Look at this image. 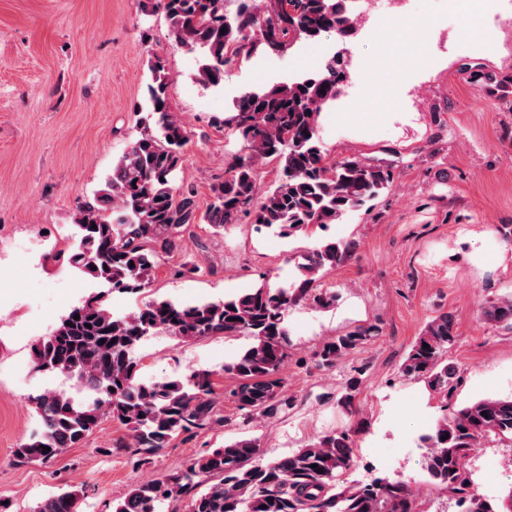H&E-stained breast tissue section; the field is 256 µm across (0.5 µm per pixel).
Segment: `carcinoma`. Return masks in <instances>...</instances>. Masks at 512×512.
<instances>
[{
	"label": "carcinoma",
	"instance_id": "obj_1",
	"mask_svg": "<svg viewBox=\"0 0 512 512\" xmlns=\"http://www.w3.org/2000/svg\"><path fill=\"white\" fill-rule=\"evenodd\" d=\"M348 2L145 0L143 8L147 15L163 13L170 41L200 56L196 80L208 87L221 84L224 65L233 58L281 55L299 41L316 42L331 31L351 36L356 28ZM148 69L147 122L100 188L77 202L76 240L58 253L109 291L89 295L33 345L37 372L74 384L71 392L47 389L33 398L39 427L14 449L21 463L44 462L86 442L106 418L127 431L115 447L143 460L182 434L221 423L210 373L165 380L141 375L140 350L151 336L246 337V349L224 364V373L238 381L229 397L251 419L292 409L295 399L284 394L279 377L288 358L289 313L300 303L330 307L335 296L319 291L316 282L351 256L355 242L325 238L292 255L295 271L287 280L274 286L266 280L219 301L153 298L118 316L109 293L139 297L148 292L162 260L194 224L219 232L247 219L280 238L311 236L376 199L393 181L390 164L356 157L327 161L318 117L349 77V67L335 53L299 80L238 97L218 126L231 130L247 155L210 184L202 204L194 187L177 183L189 131L169 105L164 58L150 54ZM465 70L487 95L503 100L512 95V75L493 78L469 64ZM270 158L279 163V175L261 192L260 169ZM482 319L512 331V294L484 307ZM380 332L377 325H359L330 337L315 353L317 365L336 366ZM455 339L453 315L439 313L427 322L399 373L421 378L450 397L460 382L459 370L446 359ZM360 383L351 377L338 404L350 408ZM363 426L360 420L354 429L326 433L274 460L260 458L254 438L226 443L169 478L131 488L113 512H160L165 501L180 495L191 496L190 512H418L416 491L405 481L341 483L353 464V434ZM489 438L512 441V397L466 404L422 437L427 477L454 494L462 512H512V492L492 503L472 489L466 461ZM203 476L211 482L200 491ZM83 496V487L69 486L42 499L32 512H79Z\"/></svg>",
	"mask_w": 512,
	"mask_h": 512
}]
</instances>
